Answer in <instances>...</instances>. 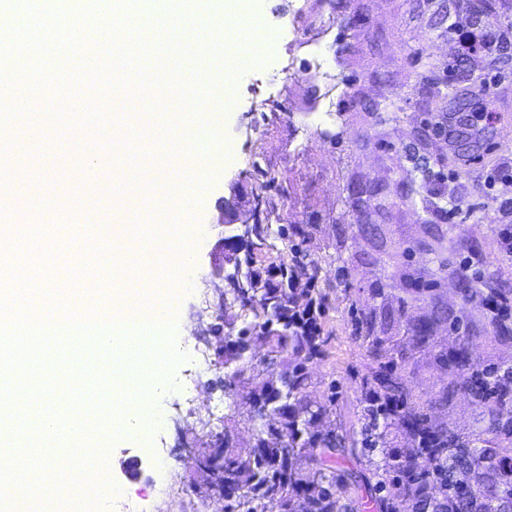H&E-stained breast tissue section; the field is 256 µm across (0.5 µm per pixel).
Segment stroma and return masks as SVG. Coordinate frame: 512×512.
I'll return each mask as SVG.
<instances>
[{"label": "stroma", "instance_id": "stroma-1", "mask_svg": "<svg viewBox=\"0 0 512 512\" xmlns=\"http://www.w3.org/2000/svg\"><path fill=\"white\" fill-rule=\"evenodd\" d=\"M491 3L495 17L487 22L458 0H244L242 25L261 35L257 64L233 82L222 59L203 60L231 85L232 106L210 140L215 148L230 143L232 151L185 219L192 264L176 293V343L197 361L178 363L171 381L155 386L161 420L151 442L136 438L113 447L107 475L119 493L105 512H222L223 500L188 451L226 429L236 447L254 443L252 423L224 395L220 342L254 314L232 292L234 264H225L223 276L213 272L217 245L232 233L215 204L232 196V187L240 189L232 196L240 213L263 203L271 233L255 251L256 264L272 283H280L277 268L295 251L319 269L324 342L307 365L306 396L320 404L332 392L336 402L312 432L355 434L362 426L360 382L369 360L353 335L351 311L376 306L371 289L378 282L396 306L416 281L438 277L434 295L408 308L392 330L406 351L401 373L413 395L429 397L453 380L443 357L464 337L473 364L512 366V341L485 333V310L461 300L455 273L469 265L473 287H482L488 274L481 259L496 258L501 244L484 175L512 161V0ZM500 32L508 41L497 58L485 57L480 41ZM44 111L53 128L17 170L22 181L40 179L50 215L17 234L46 230L55 260L68 262L77 242L58 228L83 223L86 210L62 202L66 187L47 158L79 141L88 155L107 159L108 187L113 166L129 159L111 149L123 129L109 119L84 125L64 90L48 94ZM354 187L377 190L370 216L354 205ZM367 219L379 225L377 236L363 231ZM292 224L302 225L303 235L279 238L278 228ZM428 224L438 225L437 236L425 233ZM443 258L449 272L441 276ZM340 264L347 272L343 287L336 283ZM436 306L450 318L431 344L417 345L412 325Z\"/></svg>", "mask_w": 512, "mask_h": 512}]
</instances>
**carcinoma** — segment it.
<instances>
[{
  "label": "carcinoma",
  "mask_w": 512,
  "mask_h": 512,
  "mask_svg": "<svg viewBox=\"0 0 512 512\" xmlns=\"http://www.w3.org/2000/svg\"><path fill=\"white\" fill-rule=\"evenodd\" d=\"M253 254L245 257L244 279L234 292L252 302L254 317L262 320L264 339L269 345L264 362L265 397L250 390L248 374L255 370L249 350L250 328L243 327L224 346L228 375V397L242 404L253 423L255 444L238 450L233 437L224 431L225 512H266L275 503L279 512H297L303 499L311 512H360L368 508L357 497L338 506L336 487L344 482L339 460L349 448L377 453L369 461V475L361 476L364 486L374 492L371 502L378 512H507L512 510V368L473 367L468 346L462 344L447 358L457 375L448 386L418 401L399 371L402 353L388 336L377 329V315L363 313L355 318V337L365 344L371 364L370 377L363 381L361 440L346 433L313 434L311 421L327 413L324 404L314 405L303 396L307 382L306 361L320 352V337L291 327L295 313L313 303L309 289L286 284L271 287L253 269ZM466 301L477 297L489 311L485 332L492 338L512 340V289L499 287L509 276L473 288L464 271L457 272ZM436 309L415 323L414 339L428 344L434 327L444 320ZM291 355L285 371L276 370L283 354ZM461 392L469 397L483 419L484 427L465 435L433 423L430 410L446 404ZM405 436L409 448L390 446L392 431ZM319 448L317 455L308 449Z\"/></svg>",
  "instance_id": "1"
}]
</instances>
